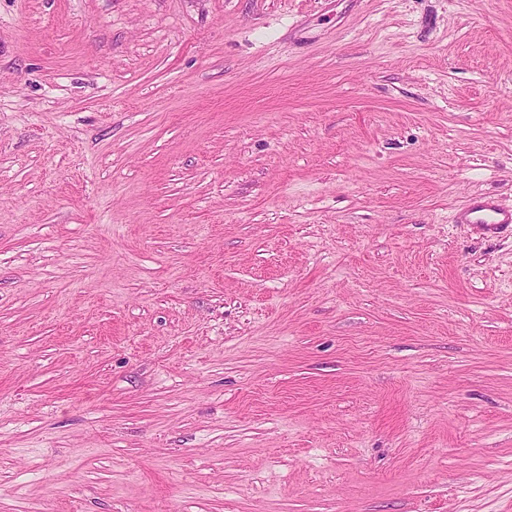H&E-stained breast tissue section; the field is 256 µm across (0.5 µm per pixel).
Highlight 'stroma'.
Here are the masks:
<instances>
[{"instance_id":"obj_1","label":"stroma","mask_w":512,"mask_h":512,"mask_svg":"<svg viewBox=\"0 0 512 512\" xmlns=\"http://www.w3.org/2000/svg\"><path fill=\"white\" fill-rule=\"evenodd\" d=\"M512 0H0V512H512ZM456 224H469L475 229L496 234L504 228L512 229V207H503L496 198L477 195L469 197L456 209L453 219Z\"/></svg>"}]
</instances>
